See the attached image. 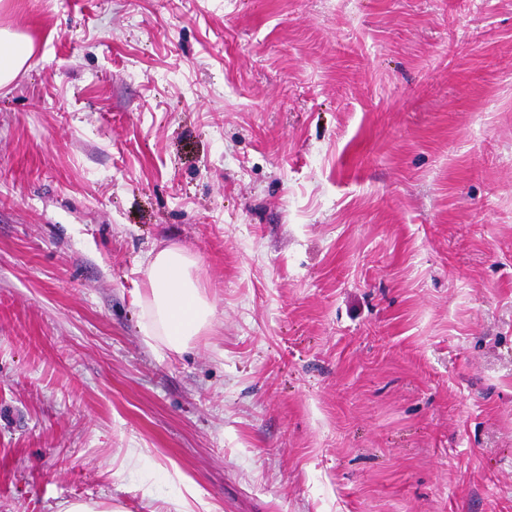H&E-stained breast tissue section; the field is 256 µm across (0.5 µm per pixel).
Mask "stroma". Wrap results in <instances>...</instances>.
Returning <instances> with one entry per match:
<instances>
[{
	"instance_id": "stroma-1",
	"label": "stroma",
	"mask_w": 512,
	"mask_h": 512,
	"mask_svg": "<svg viewBox=\"0 0 512 512\" xmlns=\"http://www.w3.org/2000/svg\"><path fill=\"white\" fill-rule=\"evenodd\" d=\"M0 512H512V0H5ZM214 308L147 345V268ZM140 455L127 463L129 451ZM32 54V43L0 29V85L11 82L26 66Z\"/></svg>"
}]
</instances>
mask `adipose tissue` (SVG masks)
<instances>
[{"mask_svg":"<svg viewBox=\"0 0 512 512\" xmlns=\"http://www.w3.org/2000/svg\"><path fill=\"white\" fill-rule=\"evenodd\" d=\"M32 54L30 41L0 30V85L11 82L26 66ZM147 279L146 340L163 339L173 351L184 350L210 323L213 307L202 295L188 271L186 257L165 249L151 261Z\"/></svg>","mask_w":512,"mask_h":512,"instance_id":"obj_1","label":"adipose tissue"}]
</instances>
